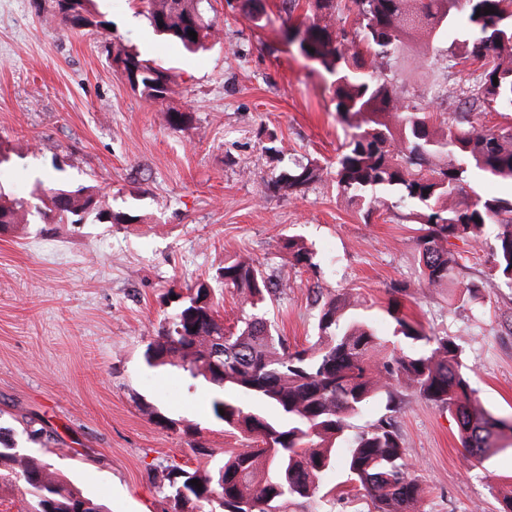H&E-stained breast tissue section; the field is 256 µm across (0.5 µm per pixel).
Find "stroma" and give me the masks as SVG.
Listing matches in <instances>:
<instances>
[{
  "mask_svg": "<svg viewBox=\"0 0 512 512\" xmlns=\"http://www.w3.org/2000/svg\"><path fill=\"white\" fill-rule=\"evenodd\" d=\"M112 24L92 33L41 20L30 0H0V192L31 198L65 182L92 186L127 224H18L0 235V432L50 463L107 512H172L161 486L175 466L204 469L250 445L208 409L212 387L173 367H152L146 347L170 312L168 290L235 259L260 263L287 290L268 316L289 348L315 334L316 294L347 288L380 335L393 336L386 307L406 288L403 312L426 331L459 340L481 404L512 416V292L480 305L452 298L455 283L422 282L418 226L405 205L365 216L339 196L332 168L349 130L331 80L285 31L308 0L285 14L281 0L258 12L243 0H211L220 30L189 52L151 27L144 0H93ZM169 69L173 92L155 102L112 68L103 42ZM448 40L416 64L405 46L390 75L432 100L435 119L459 105L471 66H448ZM191 112L173 131L166 111ZM275 142H268L267 133ZM318 164V178L288 189L282 177ZM301 239L322 275L292 265L283 238ZM352 421L360 433L391 415L423 488L420 512H499L512 492V448L485 470L470 468L447 410L395 388ZM45 426L49 443L32 440ZM326 498L283 502L280 512H375L343 469L328 471Z\"/></svg>",
  "mask_w": 512,
  "mask_h": 512,
  "instance_id": "obj_1",
  "label": "stroma"
}]
</instances>
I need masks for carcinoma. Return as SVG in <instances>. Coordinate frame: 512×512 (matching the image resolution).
Listing matches in <instances>:
<instances>
[{
	"label": "carcinoma",
	"instance_id": "obj_1",
	"mask_svg": "<svg viewBox=\"0 0 512 512\" xmlns=\"http://www.w3.org/2000/svg\"><path fill=\"white\" fill-rule=\"evenodd\" d=\"M48 19L71 28L100 31L110 26L90 9L91 0H52ZM207 0H148L154 30L188 51L216 37L207 18ZM315 18L290 28L301 52L332 78L336 113L354 132L336 161V185L350 204L371 215L393 197L412 206L410 216L424 234L422 277L429 288L448 281L456 255L448 241L484 243L488 225L499 231L490 246L491 270L478 283L461 288L458 301L475 305L499 288L512 290V195L469 197L475 179L512 184V126L491 129L479 123L485 112H512V0H344L353 15V35L336 32L335 0H313ZM494 8V13L476 15ZM464 20L460 51L448 52V68L477 63L474 83L448 119L435 124L430 103L397 90L388 65L403 39L430 44L448 37ZM197 33L192 40L188 31ZM314 52H309V49ZM104 51L131 86L153 100L171 92L166 69L134 51ZM498 84H493V78ZM171 129L184 132L192 115L171 109ZM318 167L288 171V186L316 177ZM31 216L43 223L77 224L89 217L100 224H125L134 216L114 212L92 187L66 185L30 203L0 195V225ZM282 249L294 265L321 272L315 253L288 237ZM232 288L246 305L236 330L224 332L212 282ZM282 286L249 258L199 279L188 295H176L172 315L160 324L145 351L151 366L170 365L202 377L213 387V415L224 427L251 436L255 445L239 448L205 470L173 467L167 474L174 512H248L288 498L324 497L323 473L341 462L348 480L371 498L378 512H419L421 484L406 457L392 418L382 417L349 438L351 423L375 396L405 388L454 414L466 458L478 466L512 439L506 421L481 406L462 361L461 345L448 335L427 334L407 320L396 294L386 312L401 344L377 335L356 310L359 300L345 291L317 295L316 336L311 345L288 351L265 317L267 301ZM22 480L37 500L36 512H104L51 464L4 443L0 435V476ZM198 480L194 485L191 480Z\"/></svg>",
	"mask_w": 512,
	"mask_h": 512
}]
</instances>
